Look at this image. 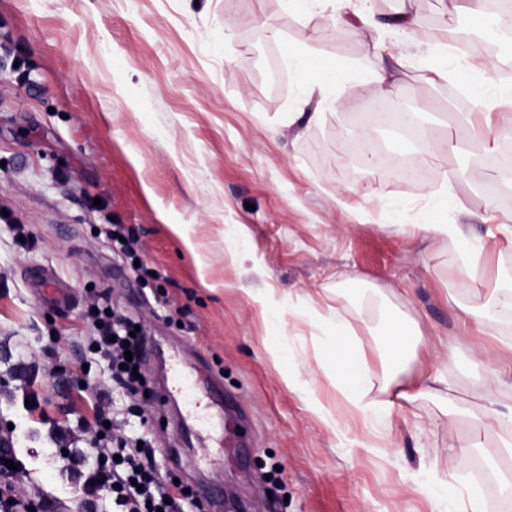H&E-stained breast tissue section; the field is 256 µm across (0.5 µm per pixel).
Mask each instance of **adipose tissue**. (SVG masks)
Wrapping results in <instances>:
<instances>
[{"mask_svg":"<svg viewBox=\"0 0 512 512\" xmlns=\"http://www.w3.org/2000/svg\"><path fill=\"white\" fill-rule=\"evenodd\" d=\"M498 67L483 57H475L466 68L449 69L442 56L433 69L439 80L453 81L468 92L476 109L467 113L471 127V142L482 146L488 141L496 112L512 109V88H502L495 75ZM402 233L422 235L433 242L459 243V266L456 275L469 297V305L463 306L461 321L464 328L483 334L492 332V313L497 309L512 310V289L493 286L488 278V255L484 248L465 245V233L459 224H404ZM325 325L339 341L335 356L338 387L344 395L350 413L359 415L365 422H373L391 416L404 405L420 399L433 398L444 405L454 404L457 384L447 360L453 359L456 347L443 343L438 364L419 373L414 385L404 389L399 376L407 365L418 357L420 343L419 323L415 317L405 316L397 335L385 337L379 345L380 369H373L354 345L353 333L343 316L329 317ZM505 373L491 370L483 385L473 391L475 404L469 411L474 429L459 444L449 445V453H464L472 448L483 449L491 462H498L512 453V405L501 408L498 394L505 384ZM378 388V395H371V388ZM500 432V446L486 447L482 436L488 432Z\"/></svg>","mask_w":512,"mask_h":512,"instance_id":"obj_1","label":"adipose tissue"}]
</instances>
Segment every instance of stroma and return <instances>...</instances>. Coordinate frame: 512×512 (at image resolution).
<instances>
[{
    "label": "stroma",
    "instance_id": "35a3bbf8",
    "mask_svg": "<svg viewBox=\"0 0 512 512\" xmlns=\"http://www.w3.org/2000/svg\"><path fill=\"white\" fill-rule=\"evenodd\" d=\"M388 17L416 16L420 37L397 27L350 32L332 7L299 12L291 0H0V437L20 466L11 483L53 512H112L106 495L80 492L87 470L68 456L97 396L124 412L105 365L84 369L85 315L109 304L146 330L143 375L151 400L144 428L162 478L202 490L201 506L224 512V484L266 481L271 497L245 496L248 512H431L424 485L455 474L474 485L490 470L481 451L448 452L468 422L449 423L435 400L395 412L363 447L362 422L339 437L324 414L346 402L332 369L334 309L354 325L369 363V327L404 312L426 347L458 338L453 371L471 389L486 337L460 333L454 244L400 233L403 224H468L492 266L512 278V245L488 236L485 216L512 222V167L487 166L512 150L501 137L466 147L469 129L447 87L427 82L432 48L451 31L478 30L462 0H358ZM279 38H270L269 29ZM472 53L512 58V39L478 30ZM403 55L394 88L363 80L374 45ZM307 68H289L294 53ZM335 62L344 78L318 108L307 87ZM426 99L420 143L377 131L385 159L441 151L436 175L375 178L350 149L376 107ZM319 112L309 121L310 112ZM449 178L455 206L430 187ZM135 229L160 287L138 290L100 229ZM51 270L71 306L41 304L29 273ZM299 370L307 391L288 389ZM38 397L48 422L33 421ZM314 397L324 413L310 410ZM141 429L126 416L116 434Z\"/></svg>",
    "mask_w": 512,
    "mask_h": 512
}]
</instances>
